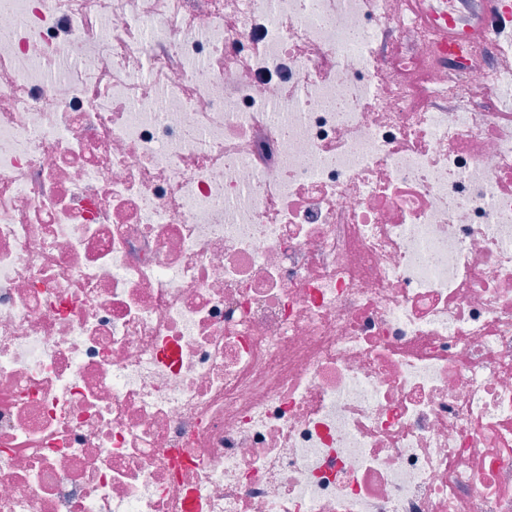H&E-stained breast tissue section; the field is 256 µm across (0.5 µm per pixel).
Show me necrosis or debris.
<instances>
[{"label":"necrosis or debris","instance_id":"necrosis-or-debris-1","mask_svg":"<svg viewBox=\"0 0 512 512\" xmlns=\"http://www.w3.org/2000/svg\"><path fill=\"white\" fill-rule=\"evenodd\" d=\"M0 0V512H512V0ZM417 5L424 11L428 12L435 18L441 17L444 18L447 25L456 30V34L458 36L462 35V32L467 30V27L464 26L460 29L457 25V22L454 20L448 21V1L447 0H414Z\"/></svg>","mask_w":512,"mask_h":512}]
</instances>
